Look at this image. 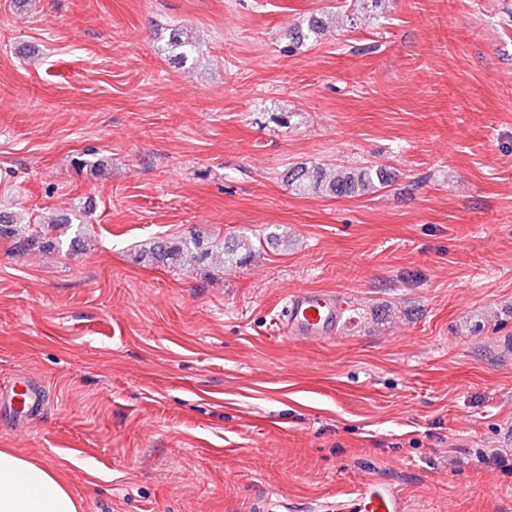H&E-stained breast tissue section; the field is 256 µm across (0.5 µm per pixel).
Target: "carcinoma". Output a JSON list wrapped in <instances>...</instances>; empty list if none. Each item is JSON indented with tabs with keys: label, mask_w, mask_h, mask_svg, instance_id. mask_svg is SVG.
<instances>
[{
	"label": "carcinoma",
	"mask_w": 512,
	"mask_h": 512,
	"mask_svg": "<svg viewBox=\"0 0 512 512\" xmlns=\"http://www.w3.org/2000/svg\"><path fill=\"white\" fill-rule=\"evenodd\" d=\"M323 18L311 16L306 26L296 28L292 39L299 44L315 41L323 31ZM167 49L169 58L177 65L186 64L196 57L195 41L175 28L169 36ZM288 186L298 194L328 197H360L387 187L389 175L370 165L341 167L329 174L320 165L295 166L288 170ZM70 223V218H60L47 224H24L21 218L9 212H0V239L12 242L18 252L38 250L49 252L63 245L57 235L58 225ZM214 245L202 237L191 234L177 242L153 241L146 253L152 261L168 267L190 268L206 263L212 255ZM224 254L241 262L254 253L253 243L243 237H228L223 240Z\"/></svg>",
	"instance_id": "cac0c4a2"
}]
</instances>
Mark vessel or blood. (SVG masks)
<instances>
[{
	"label": "vessel or blood",
	"instance_id": "vessel-or-blood-1",
	"mask_svg": "<svg viewBox=\"0 0 512 512\" xmlns=\"http://www.w3.org/2000/svg\"><path fill=\"white\" fill-rule=\"evenodd\" d=\"M346 303L340 295L298 289L288 295L279 315L281 333L298 342H327L338 334ZM40 391L27 377H18L7 394H0V409L22 417L38 412ZM359 512H403L400 497L388 487L368 484L357 493Z\"/></svg>",
	"mask_w": 512,
	"mask_h": 512
}]
</instances>
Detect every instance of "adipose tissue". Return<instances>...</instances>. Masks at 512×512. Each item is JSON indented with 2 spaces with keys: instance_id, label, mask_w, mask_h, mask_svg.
Segmentation results:
<instances>
[{
  "instance_id": "ef3b65f1",
  "label": "adipose tissue",
  "mask_w": 512,
  "mask_h": 512,
  "mask_svg": "<svg viewBox=\"0 0 512 512\" xmlns=\"http://www.w3.org/2000/svg\"><path fill=\"white\" fill-rule=\"evenodd\" d=\"M0 512H78L60 474L0 450Z\"/></svg>"
}]
</instances>
